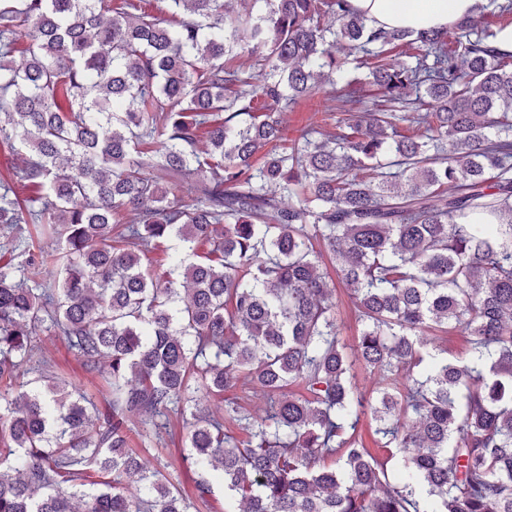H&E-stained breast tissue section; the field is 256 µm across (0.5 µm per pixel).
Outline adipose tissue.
I'll use <instances>...</instances> for the list:
<instances>
[{
    "mask_svg": "<svg viewBox=\"0 0 512 512\" xmlns=\"http://www.w3.org/2000/svg\"><path fill=\"white\" fill-rule=\"evenodd\" d=\"M480 0H350L374 29H442L473 15Z\"/></svg>",
    "mask_w": 512,
    "mask_h": 512,
    "instance_id": "obj_1",
    "label": "adipose tissue"
}]
</instances>
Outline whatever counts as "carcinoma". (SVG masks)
I'll list each match as a JSON object with an SVG mask.
<instances>
[{
    "label": "carcinoma",
    "instance_id": "cac0c4a2",
    "mask_svg": "<svg viewBox=\"0 0 512 512\" xmlns=\"http://www.w3.org/2000/svg\"><path fill=\"white\" fill-rule=\"evenodd\" d=\"M147 2L0 0V512H189L213 477L224 512H512V54L485 22L512 0L420 32L349 0ZM336 72L344 118L280 147ZM316 241L362 323L351 355ZM452 330L463 361L426 350ZM42 331L102 403L30 377ZM172 414L192 498L132 444Z\"/></svg>",
    "mask_w": 512,
    "mask_h": 512
}]
</instances>
